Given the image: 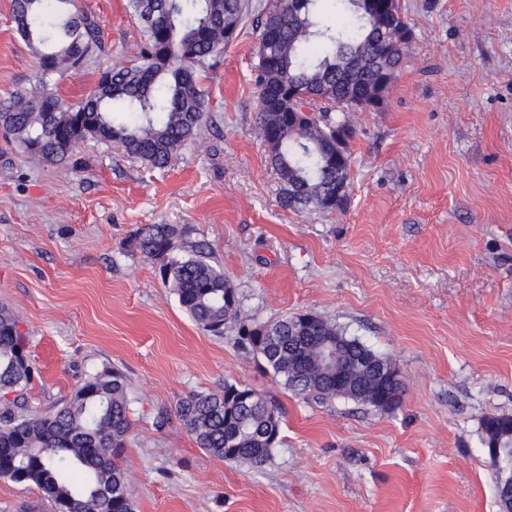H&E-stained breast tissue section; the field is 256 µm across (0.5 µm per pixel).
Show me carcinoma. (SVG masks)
Instances as JSON below:
<instances>
[{"mask_svg": "<svg viewBox=\"0 0 512 512\" xmlns=\"http://www.w3.org/2000/svg\"><path fill=\"white\" fill-rule=\"evenodd\" d=\"M321 0H267L259 18L255 87L259 129L269 160L283 181L281 205L326 209L349 180V144L336 150L333 134L354 131L336 113L382 105L400 70L411 31L397 0H338L340 19L327 22ZM143 37L130 66L114 67L76 104L46 78L75 75L79 61L105 51L104 32L76 0H12L15 31L32 50L39 79L0 101V128L27 156L48 164L68 161L86 138L117 143L131 157L166 168L206 127L201 73L232 40L245 0H128ZM313 112L303 125L290 114ZM177 224H147L129 241L156 261L163 285L203 330L224 334L238 326L248 350L286 390L319 404L337 399L376 407L365 392V363L393 364L347 330L321 317L284 315L258 323L240 302L206 246L185 240ZM189 253L178 257L177 252ZM339 340L340 367L324 364L317 346ZM34 367L20 320L0 306V478L36 487L65 512H134L119 459L134 413L129 379L117 368L88 376L51 410L33 414L28 392ZM175 412L198 448L226 463H264L267 424L281 428L280 406L237 383L180 399ZM482 445L512 478V415L482 423Z\"/></svg>", "mask_w": 512, "mask_h": 512, "instance_id": "cac0c4a2", "label": "carcinoma"}]
</instances>
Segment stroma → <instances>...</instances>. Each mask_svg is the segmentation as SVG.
I'll use <instances>...</instances> for the list:
<instances>
[{
  "label": "stroma",
  "instance_id": "stroma-1",
  "mask_svg": "<svg viewBox=\"0 0 512 512\" xmlns=\"http://www.w3.org/2000/svg\"><path fill=\"white\" fill-rule=\"evenodd\" d=\"M205 73L209 128L158 169L89 138L77 165L30 159L0 137V305L18 316L41 413L85 375L128 377L136 422L121 462L134 512H498L481 423L512 414V0H398L411 30L381 107L347 110L346 204L281 206L258 130L257 16ZM0 0V100L36 80ZM107 42L51 83L80 101L130 64L142 36L127 0H77ZM179 224L257 322L312 312L390 356L401 403L381 412L292 395L237 344L199 328L153 260L128 244ZM240 383L283 408L261 466L197 447L177 400ZM0 512H54L0 479Z\"/></svg>",
  "mask_w": 512,
  "mask_h": 512
}]
</instances>
